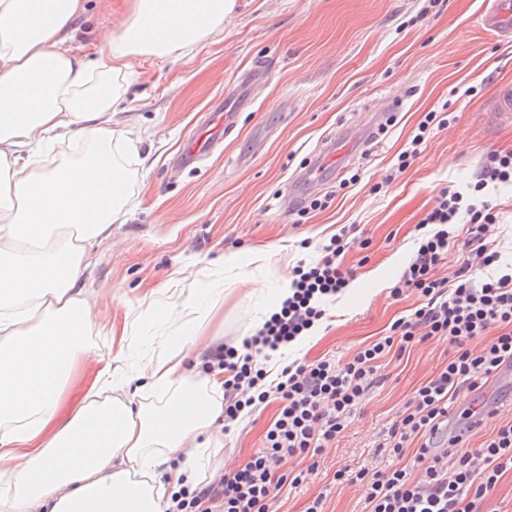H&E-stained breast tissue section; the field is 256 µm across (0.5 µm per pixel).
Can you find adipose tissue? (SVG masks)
Segmentation results:
<instances>
[{"label":"adipose tissue","instance_id":"1","mask_svg":"<svg viewBox=\"0 0 512 512\" xmlns=\"http://www.w3.org/2000/svg\"><path fill=\"white\" fill-rule=\"evenodd\" d=\"M234 0H132L97 56L71 46L83 0H0V512H168L224 448L223 382L191 374L211 301L169 295L184 313L157 353L102 364V299L88 282L129 201L119 126L134 58L219 42ZM89 145L48 164L61 142ZM99 364L73 398L77 361Z\"/></svg>","mask_w":512,"mask_h":512}]
</instances>
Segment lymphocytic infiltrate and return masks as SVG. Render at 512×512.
I'll return each instance as SVG.
<instances>
[{"label": "lymphocytic infiltrate", "mask_w": 512, "mask_h": 512, "mask_svg": "<svg viewBox=\"0 0 512 512\" xmlns=\"http://www.w3.org/2000/svg\"><path fill=\"white\" fill-rule=\"evenodd\" d=\"M512 185V151H492L477 180L465 190L442 189L421 225L415 254L390 295L416 291L421 307L395 320L387 335L359 347L345 362L324 356L284 366L268 381L264 359L289 349L326 323L328 303L349 287L353 272L341 256L349 231L341 229L322 248L319 259L295 267L279 311L243 341L212 353L206 371L224 373V420L231 423L270 401L277 413L258 448L217 486L181 488L170 512H279V493L298 487L318 469V456L335 447L351 416L381 383L380 363L389 355L411 353L429 340L446 342L441 369L414 388L387 431L375 468L334 472L337 481L361 487L362 512H486L488 498L512 473V420L494 427L478 446L445 428L460 393L486 384L512 364V266L485 236L498 223L493 204L476 209L471 194ZM467 234V249L452 276H440L452 239ZM487 337L478 352L471 339Z\"/></svg>", "instance_id": "obj_1"}]
</instances>
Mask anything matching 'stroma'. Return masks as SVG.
Masks as SVG:
<instances>
[{
    "mask_svg": "<svg viewBox=\"0 0 512 512\" xmlns=\"http://www.w3.org/2000/svg\"><path fill=\"white\" fill-rule=\"evenodd\" d=\"M90 20L80 47L90 50L96 31L116 25L128 0H86ZM484 0H236V19L219 43H204L170 60L132 61L130 110L120 124L143 131L138 156L124 157L132 209L114 225L98 253L91 286L105 295L97 319L101 353L151 347L163 321L178 311L144 300L174 286L203 289L223 280L224 298L213 309L206 335L240 346L251 333L243 316L257 309L255 279L276 283L284 266L319 258L321 247L353 225L367 249L342 257L353 271L349 290L330 304L331 319L303 345L267 363L270 376L292 361L331 355L345 361L354 350L386 335L399 317L422 303L390 290L416 247L417 226L441 189L474 181L494 150H512V122L495 110L493 90L512 83V42L495 39L481 25ZM460 95H453V88ZM235 93L239 112L232 133L194 165L174 157L203 116ZM402 106L378 140L363 128L390 98ZM450 102L454 121L420 147L398 176L395 156L426 112ZM359 136L357 153L342 170L326 168L320 182L297 184L308 160L340 130ZM359 181L342 187L343 179ZM332 196L330 208L299 214L295 196ZM497 204L504 221L490 227L503 264L512 263V186L474 197ZM230 251L258 252L266 260L246 272H221ZM448 357L445 342L429 341L409 358L381 366L384 385L351 418L318 470L298 488L280 492L281 512H304L310 497L327 491L326 512H359L358 486L333 484L335 470L374 463L378 445L412 390ZM497 407L495 418L470 433L478 445L498 422L512 419V377H495L481 389L461 392L448 422L461 428V412L474 404ZM277 411L261 405L224 433V453L247 459L262 444Z\"/></svg>",
    "mask_w": 512,
    "mask_h": 512,
    "instance_id": "stroma-1",
    "label": "stroma"
}]
</instances>
